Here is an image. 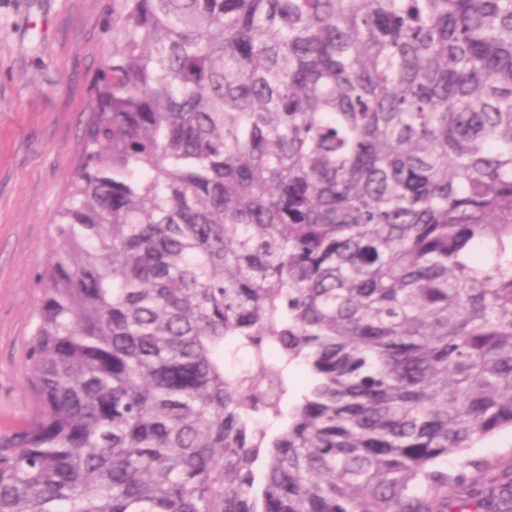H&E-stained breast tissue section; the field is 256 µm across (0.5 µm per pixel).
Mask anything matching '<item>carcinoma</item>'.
<instances>
[{
    "instance_id": "1",
    "label": "carcinoma",
    "mask_w": 512,
    "mask_h": 512,
    "mask_svg": "<svg viewBox=\"0 0 512 512\" xmlns=\"http://www.w3.org/2000/svg\"><path fill=\"white\" fill-rule=\"evenodd\" d=\"M112 28L0 512H512V0ZM471 459L512 463V428L502 429L468 451Z\"/></svg>"
}]
</instances>
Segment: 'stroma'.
<instances>
[{
	"label": "stroma",
	"instance_id": "1",
	"mask_svg": "<svg viewBox=\"0 0 512 512\" xmlns=\"http://www.w3.org/2000/svg\"><path fill=\"white\" fill-rule=\"evenodd\" d=\"M112 38V0H0V436L35 407L37 277L85 155Z\"/></svg>",
	"mask_w": 512,
	"mask_h": 512
}]
</instances>
